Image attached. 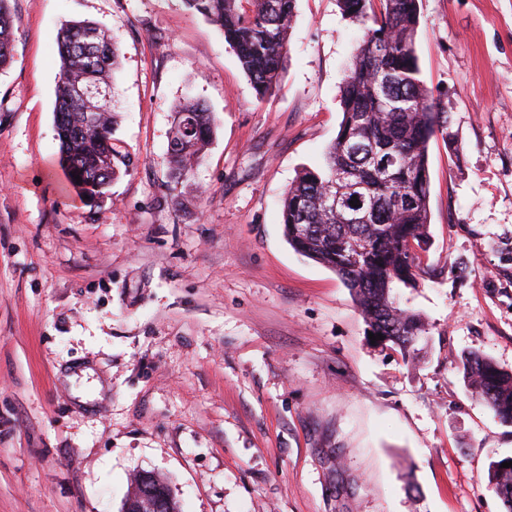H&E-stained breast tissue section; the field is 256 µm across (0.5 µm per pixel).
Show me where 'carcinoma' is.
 Masks as SVG:
<instances>
[{
    "mask_svg": "<svg viewBox=\"0 0 512 512\" xmlns=\"http://www.w3.org/2000/svg\"><path fill=\"white\" fill-rule=\"evenodd\" d=\"M363 36L341 87L342 120L320 169L302 172L282 199L283 234L298 253L336 272L350 288L380 344L412 358L427 334L420 313L399 306L395 289L416 285L414 245L430 224L428 146L446 134L448 115L435 110L419 79L415 41L419 0H338ZM188 11L221 31L259 99L277 87L287 54L296 0H183ZM56 85V134L60 161L88 201L106 195L126 165L113 149L112 80L117 55L112 35L92 21L61 30ZM13 59L10 0H0V69ZM91 85L102 107L99 124L84 127L86 101L76 87ZM214 135L208 109L198 101L178 106L167 159L171 182L191 180ZM81 181H76L73 175ZM363 202L351 218L332 203L352 196ZM460 370L471 393L502 422L512 424V371L468 352ZM512 461L490 462L505 512H512Z\"/></svg>",
    "mask_w": 512,
    "mask_h": 512,
    "instance_id": "cac0c4a2",
    "label": "carcinoma"
}]
</instances>
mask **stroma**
Segmentation results:
<instances>
[{
	"label": "stroma",
	"mask_w": 512,
	"mask_h": 512,
	"mask_svg": "<svg viewBox=\"0 0 512 512\" xmlns=\"http://www.w3.org/2000/svg\"><path fill=\"white\" fill-rule=\"evenodd\" d=\"M420 78L449 137L428 147L416 251L428 345L371 343L335 272L283 236L280 200L323 164L361 35L297 0L282 78L257 99L183 0H11L0 70V512H120L151 471L180 512H503L512 426L462 356L512 370V0H419ZM112 34V143L129 162L87 204L55 131L58 34ZM216 129L171 188L175 107ZM10 0H0V69L8 67L13 59V19ZM509 461L512 456L491 461L488 469L489 482L495 485L505 512H512V467L501 468V464Z\"/></svg>",
	"instance_id": "1"
}]
</instances>
